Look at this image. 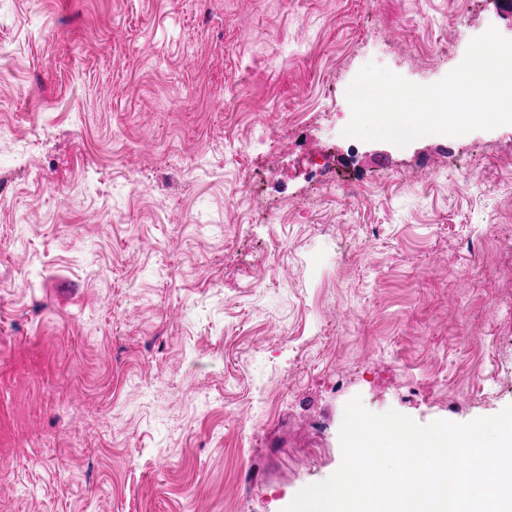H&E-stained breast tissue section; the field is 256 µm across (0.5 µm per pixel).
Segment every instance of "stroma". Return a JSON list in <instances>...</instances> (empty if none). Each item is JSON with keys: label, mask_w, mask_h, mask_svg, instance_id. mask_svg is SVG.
Here are the masks:
<instances>
[{"label": "stroma", "mask_w": 512, "mask_h": 512, "mask_svg": "<svg viewBox=\"0 0 512 512\" xmlns=\"http://www.w3.org/2000/svg\"><path fill=\"white\" fill-rule=\"evenodd\" d=\"M491 27L481 0H0V512H284L353 397L512 405V125L342 134L363 66L430 85Z\"/></svg>", "instance_id": "obj_1"}]
</instances>
